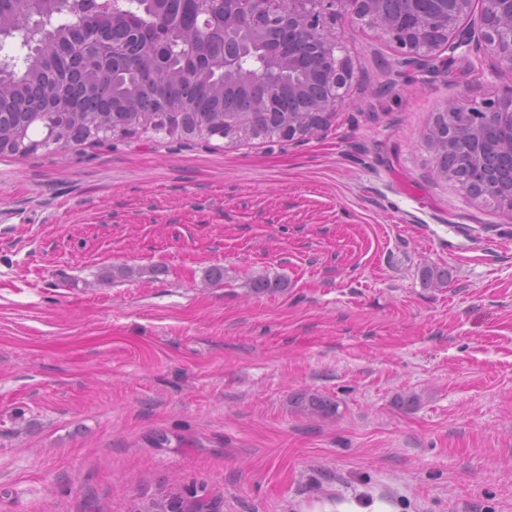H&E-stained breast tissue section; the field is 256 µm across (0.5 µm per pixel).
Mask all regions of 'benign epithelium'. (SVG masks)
Returning a JSON list of instances; mask_svg holds the SVG:
<instances>
[{
  "label": "benign epithelium",
  "mask_w": 512,
  "mask_h": 512,
  "mask_svg": "<svg viewBox=\"0 0 512 512\" xmlns=\"http://www.w3.org/2000/svg\"><path fill=\"white\" fill-rule=\"evenodd\" d=\"M478 19H473L472 0H404L399 14L390 12L386 0H224V39L231 43L224 53V77L241 90L265 88L256 99L255 112H279L278 86L271 78L293 73L298 65L284 47L301 45L307 57L318 61L326 73V92L312 91L315 71L301 85L288 84V92L301 102L288 114L281 135L300 139L324 127L338 107L345 104L350 71L341 47L324 26L326 16L344 11L351 19L380 29L401 54L405 67L420 66L426 58L451 54L482 42L493 57L491 73L512 75V0H481ZM436 148L467 138L476 150L465 166L475 168L468 178L443 171L446 179L460 184L474 196L491 199L512 214V191H489L498 175L497 160L512 158V85L492 100L478 105L450 102L429 127Z\"/></svg>",
  "instance_id": "1"
}]
</instances>
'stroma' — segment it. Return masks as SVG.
Returning a JSON list of instances; mask_svg holds the SVG:
<instances>
[{
  "label": "stroma",
  "mask_w": 512,
  "mask_h": 512,
  "mask_svg": "<svg viewBox=\"0 0 512 512\" xmlns=\"http://www.w3.org/2000/svg\"><path fill=\"white\" fill-rule=\"evenodd\" d=\"M325 25L351 104L305 139L0 154V512H512V216L424 139L512 78Z\"/></svg>",
  "instance_id": "obj_1"
}]
</instances>
